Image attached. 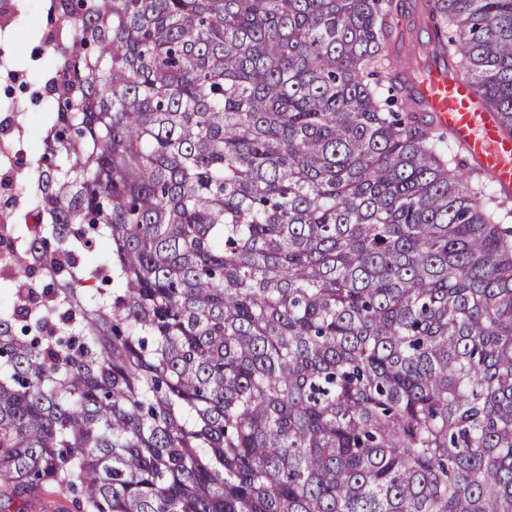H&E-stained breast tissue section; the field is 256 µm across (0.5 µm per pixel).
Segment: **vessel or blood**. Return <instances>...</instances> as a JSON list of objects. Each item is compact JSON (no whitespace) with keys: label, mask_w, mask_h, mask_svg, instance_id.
<instances>
[{"label":"vessel or blood","mask_w":512,"mask_h":512,"mask_svg":"<svg viewBox=\"0 0 512 512\" xmlns=\"http://www.w3.org/2000/svg\"><path fill=\"white\" fill-rule=\"evenodd\" d=\"M416 94L468 157L492 173L502 191L512 194V139L500 135L495 114L470 84L438 67L417 82Z\"/></svg>","instance_id":"1"}]
</instances>
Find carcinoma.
Instances as JSON below:
<instances>
[{"label": "carcinoma", "mask_w": 512, "mask_h": 512, "mask_svg": "<svg viewBox=\"0 0 512 512\" xmlns=\"http://www.w3.org/2000/svg\"><path fill=\"white\" fill-rule=\"evenodd\" d=\"M24 0H0V27ZM0 170V488L82 512H512V0H47ZM28 114L0 118L21 142ZM416 94L468 157L492 173L502 191L512 194V139L499 134L495 114L470 84L438 67L417 82Z\"/></svg>", "instance_id": "obj_1"}]
</instances>
